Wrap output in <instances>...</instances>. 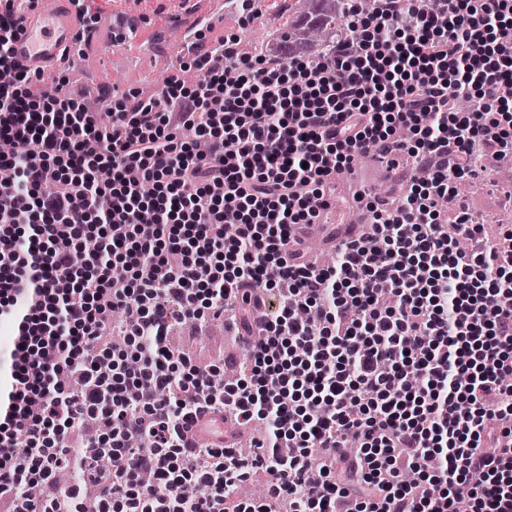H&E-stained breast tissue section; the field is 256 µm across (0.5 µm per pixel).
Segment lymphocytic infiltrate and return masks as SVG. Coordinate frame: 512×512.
Wrapping results in <instances>:
<instances>
[{
    "instance_id": "lymphocytic-infiltrate-1",
    "label": "lymphocytic infiltrate",
    "mask_w": 512,
    "mask_h": 512,
    "mask_svg": "<svg viewBox=\"0 0 512 512\" xmlns=\"http://www.w3.org/2000/svg\"><path fill=\"white\" fill-rule=\"evenodd\" d=\"M38 2L0 0V137L16 145L0 154L5 512H512V246L484 239L455 188L512 158V0H377L369 15L347 0L327 50L276 61L228 36L189 58L194 90L175 74L112 112L89 109L68 68L14 60ZM405 152V204L361 198L370 232L335 265L288 252L338 169ZM247 286L276 310L248 374L222 383L167 333L236 310ZM202 411L263 423L257 451L185 447ZM79 428L93 440L73 444ZM260 472L264 497H239Z\"/></svg>"
}]
</instances>
